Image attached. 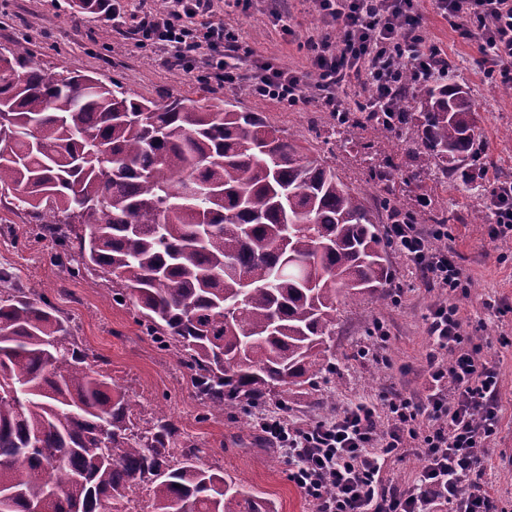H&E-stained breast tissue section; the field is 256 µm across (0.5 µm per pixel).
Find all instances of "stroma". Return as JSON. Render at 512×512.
I'll return each mask as SVG.
<instances>
[{
  "label": "stroma",
  "mask_w": 512,
  "mask_h": 512,
  "mask_svg": "<svg viewBox=\"0 0 512 512\" xmlns=\"http://www.w3.org/2000/svg\"><path fill=\"white\" fill-rule=\"evenodd\" d=\"M114 5L115 15L106 19L77 13L71 0H0V47L22 43L48 72L92 74L159 103L172 97L203 99L218 107L233 102L239 110L261 113L280 131L296 134L302 145L334 164L349 187L365 194L371 208L378 209L380 196L388 193L410 202L426 198L434 211L446 213L447 246L470 283L469 295L459 301L463 327L482 345L483 360L497 368L501 379V430L491 444L485 478L499 506L512 512V256L503 257L501 248L488 243L492 212L487 202L489 178L512 179V73H488L477 43L441 17L433 0H421L428 42L454 65L455 81L470 93L478 115L475 138L482 159L469 167L466 182H453L419 171L405 141L385 139L371 129L337 135L329 113L316 104L287 109L252 97L245 86L224 85L202 72L184 73L165 55L136 43V7L157 12L162 0H114ZM217 17L240 29L258 55L307 72L305 39L321 27L310 0H254L245 13L233 0H224ZM389 161L394 167L388 181L376 185L372 168ZM382 251L390 273L388 299L340 306L336 370L316 386L286 395L294 423L333 416L351 401L421 391L431 350L426 317L448 292L424 280L392 243H383ZM52 252L50 242L33 234L25 212L0 203V269L44 293L69 318L86 353L102 360L103 371L132 402L171 414L208 465L269 500L276 512H312L289 479L280 450L253 442L244 428V421L255 420V410L207 412L187 371L172 352L143 333L133 307L115 304L100 278L70 277L52 263ZM379 323L386 339L374 333ZM365 348L373 358H361Z\"/></svg>",
  "instance_id": "obj_1"
}]
</instances>
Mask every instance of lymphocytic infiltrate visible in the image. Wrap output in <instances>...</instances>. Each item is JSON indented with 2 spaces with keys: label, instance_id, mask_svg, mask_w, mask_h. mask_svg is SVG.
Listing matches in <instances>:
<instances>
[{
  "label": "lymphocytic infiltrate",
  "instance_id": "lymphocytic-infiltrate-1",
  "mask_svg": "<svg viewBox=\"0 0 512 512\" xmlns=\"http://www.w3.org/2000/svg\"><path fill=\"white\" fill-rule=\"evenodd\" d=\"M313 2L323 25L340 27L344 37H308L309 70L316 75L310 87L299 73L255 56L238 32L214 21L215 0H165L163 13L141 16L136 34L183 72L199 70L227 85L242 84L254 98L289 107L316 103L339 116L354 108L384 115L403 72L427 80L439 69L443 57L427 43L417 0ZM435 4L449 21H461L474 33L485 65L512 67V0ZM354 77L372 93L350 106L343 94ZM489 199L494 223L488 238L494 243L512 235V181L494 179ZM386 230L424 278L454 296H468L451 251L437 245L448 235L446 225L423 233L397 222ZM426 325L431 351L424 395H393L383 416L374 403H351L303 427L283 413L258 415V426L286 455L289 477L313 512H499L483 479L487 449L500 429L499 373L481 359L454 301L436 305ZM412 455L422 460L415 487L385 484L386 463Z\"/></svg>",
  "mask_w": 512,
  "mask_h": 512
}]
</instances>
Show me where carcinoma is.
Listing matches in <instances>:
<instances>
[{
  "label": "carcinoma",
  "mask_w": 512,
  "mask_h": 512,
  "mask_svg": "<svg viewBox=\"0 0 512 512\" xmlns=\"http://www.w3.org/2000/svg\"><path fill=\"white\" fill-rule=\"evenodd\" d=\"M81 13L111 0H73ZM443 64L403 74L389 120L419 164L455 176L475 157L474 103ZM0 193L33 230L131 304L176 354L209 412L249 407L328 370L337 306L386 300L377 217L313 149L231 103L159 105L0 52ZM382 206L408 224L439 215ZM143 486L153 512H276L205 464L170 415L132 403L88 363L70 320L16 285L0 296V502L9 512H120Z\"/></svg>",
  "instance_id": "cac0c4a2"
}]
</instances>
